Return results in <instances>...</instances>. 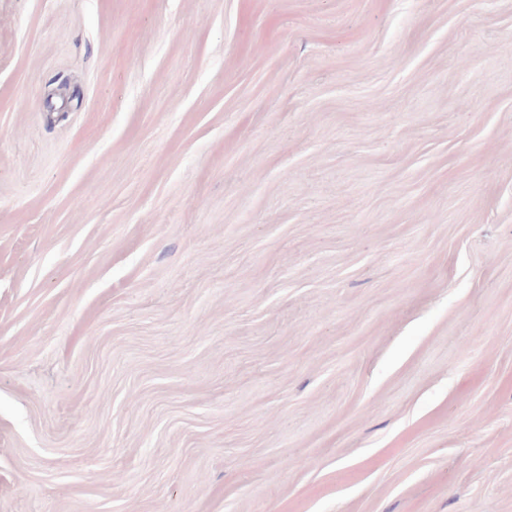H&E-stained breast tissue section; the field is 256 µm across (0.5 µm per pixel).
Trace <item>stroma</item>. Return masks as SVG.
<instances>
[{"label":"stroma","instance_id":"35a3bbf8","mask_svg":"<svg viewBox=\"0 0 512 512\" xmlns=\"http://www.w3.org/2000/svg\"><path fill=\"white\" fill-rule=\"evenodd\" d=\"M0 512H512V0H0Z\"/></svg>","mask_w":512,"mask_h":512}]
</instances>
